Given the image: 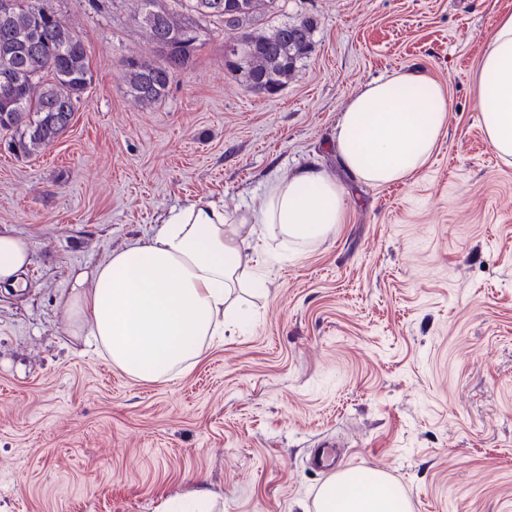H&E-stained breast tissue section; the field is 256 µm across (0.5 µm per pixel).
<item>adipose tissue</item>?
<instances>
[{"instance_id": "obj_1", "label": "adipose tissue", "mask_w": 512, "mask_h": 512, "mask_svg": "<svg viewBox=\"0 0 512 512\" xmlns=\"http://www.w3.org/2000/svg\"><path fill=\"white\" fill-rule=\"evenodd\" d=\"M484 136L512 164V13L494 18L473 76ZM442 88L413 70L373 80L349 99L337 126L336 153L360 183L403 181L433 154L447 121ZM347 192L327 170L306 166L274 176L255 206L230 214L200 197L172 211L150 239L112 252L91 278L77 279L66 319L136 380L166 382L200 358L209 337L244 326L231 311L235 290L264 291L257 273L269 238L283 248L315 243L335 231ZM29 243L0 232V285L22 287ZM316 512H402L386 477L357 481L338 473L318 493Z\"/></svg>"}]
</instances>
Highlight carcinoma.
Returning <instances> with one entry per match:
<instances>
[{
  "label": "carcinoma",
  "instance_id": "obj_1",
  "mask_svg": "<svg viewBox=\"0 0 512 512\" xmlns=\"http://www.w3.org/2000/svg\"><path fill=\"white\" fill-rule=\"evenodd\" d=\"M0 14V129L13 132L15 152L36 154L69 126L92 81L84 43L46 0H10ZM135 21L146 28L158 58L121 61L127 93L140 103L161 99L176 73L210 37L216 20L224 39V69L246 89L278 93L307 57L312 24L300 20L265 34L256 16L274 0H138Z\"/></svg>",
  "mask_w": 512,
  "mask_h": 512
}]
</instances>
